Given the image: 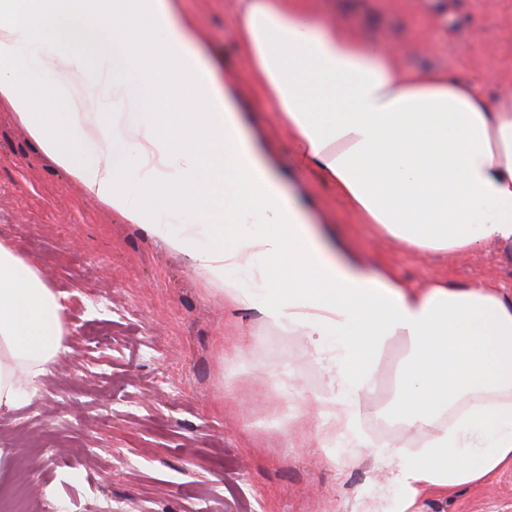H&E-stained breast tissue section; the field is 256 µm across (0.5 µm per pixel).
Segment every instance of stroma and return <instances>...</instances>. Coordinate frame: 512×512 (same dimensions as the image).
Here are the masks:
<instances>
[{
    "mask_svg": "<svg viewBox=\"0 0 512 512\" xmlns=\"http://www.w3.org/2000/svg\"><path fill=\"white\" fill-rule=\"evenodd\" d=\"M362 40L398 47L400 65L484 76L487 98L512 90V0H313ZM193 47L216 58L249 126L271 145L285 190L312 200L330 244L361 270L391 267L415 288L494 281L512 293V257L486 242L424 255L380 241L317 177L248 75L230 0H179ZM0 242L40 270L65 305L58 363L22 407L0 414V495L28 488V512H363L392 498V468L366 448L323 446L316 398L329 392L324 354L266 326V292L250 308L207 289L186 257L86 197L10 108L0 105ZM393 356L372 393L354 398L364 432L399 442L387 412ZM409 512H512V467L484 482L426 489Z\"/></svg>",
    "mask_w": 512,
    "mask_h": 512,
    "instance_id": "obj_1",
    "label": "stroma"
}]
</instances>
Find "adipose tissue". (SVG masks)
<instances>
[{"label": "adipose tissue", "instance_id": "adipose-tissue-1", "mask_svg": "<svg viewBox=\"0 0 512 512\" xmlns=\"http://www.w3.org/2000/svg\"><path fill=\"white\" fill-rule=\"evenodd\" d=\"M250 74L296 143L297 164L333 187L380 238L420 253L512 246V93L401 67L385 44L322 22L305 0H234ZM176 0H0V103L86 195L188 258L227 303L252 305L239 276L268 283L263 321L318 349L340 338L320 409L323 443L343 437L396 460V497L365 512H407L421 489L480 483L512 465V294L434 280L417 291L388 268L368 276L284 192L272 151L247 133L216 62L190 49ZM136 112L86 108L76 77L89 55ZM43 93L31 95V78ZM67 91L71 119L47 110ZM258 215L256 237L238 225ZM280 264L275 282L267 266ZM64 306L41 272L0 243V411L27 400L64 351ZM391 414L420 448L373 445L351 408L393 341Z\"/></svg>", "mask_w": 512, "mask_h": 512}]
</instances>
